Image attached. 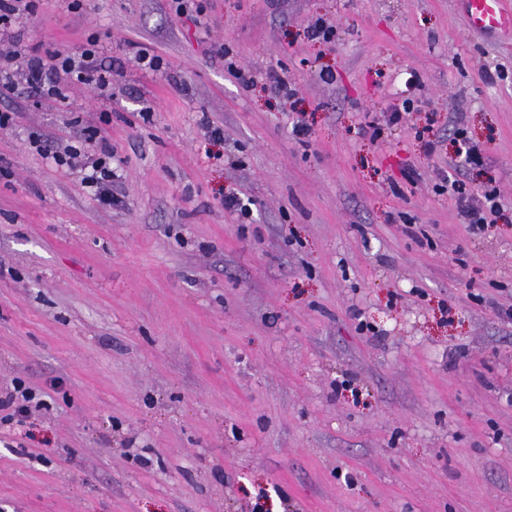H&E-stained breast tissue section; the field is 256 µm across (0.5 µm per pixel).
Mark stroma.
I'll use <instances>...</instances> for the list:
<instances>
[{
	"label": "stroma",
	"instance_id": "stroma-1",
	"mask_svg": "<svg viewBox=\"0 0 512 512\" xmlns=\"http://www.w3.org/2000/svg\"><path fill=\"white\" fill-rule=\"evenodd\" d=\"M69 2L15 33L97 36L109 85L0 89V396L43 402L0 425V512H512V34L460 0ZM94 128L108 204L44 153ZM462 135L479 233L435 189ZM28 390V388H24L22 381L17 380L14 384L15 394H10L4 400H0V409L2 402V407L6 408L7 410H11V413H9L7 417L16 419L18 424L25 423V419L31 412V406L29 403L33 398L32 393Z\"/></svg>",
	"mask_w": 512,
	"mask_h": 512
}]
</instances>
